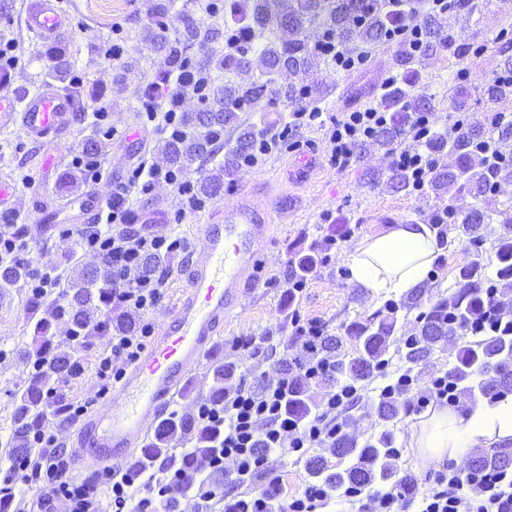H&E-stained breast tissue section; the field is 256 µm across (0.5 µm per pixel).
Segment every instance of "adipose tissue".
<instances>
[{
    "label": "adipose tissue",
    "instance_id": "1",
    "mask_svg": "<svg viewBox=\"0 0 512 512\" xmlns=\"http://www.w3.org/2000/svg\"><path fill=\"white\" fill-rule=\"evenodd\" d=\"M442 252L436 227L402 220L357 242L346 261L347 281L375 296H402L425 281ZM492 444L512 445V394L430 409L411 429L410 445L425 467Z\"/></svg>",
    "mask_w": 512,
    "mask_h": 512
}]
</instances>
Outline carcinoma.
Here are the masks:
<instances>
[{
	"mask_svg": "<svg viewBox=\"0 0 512 512\" xmlns=\"http://www.w3.org/2000/svg\"><path fill=\"white\" fill-rule=\"evenodd\" d=\"M236 35L241 39L243 52L224 55L214 60L219 73L240 78V82H227L224 89L212 87L202 103L205 108L187 112L176 94L162 91L174 72H182L187 62V51L197 43L203 45L213 38L210 30L201 26L193 16H180L182 37L170 43L159 34L150 35L157 51L163 53L158 81L144 90L147 98L165 99L166 107L181 113L184 125L198 124L207 129L229 130L237 134L236 149L227 159L231 165L239 160L251 146L254 131L240 122L239 113L267 95L272 75H286L288 82L279 85L276 93L297 108L306 99L319 102L330 92V85L320 82L305 84L300 75L310 71L321 57L307 38L312 27L330 30L343 44H375L383 40L388 29L398 22L397 15L387 0H232L229 5ZM425 15L419 19L423 46L415 51L402 40L395 51V65L402 71L403 82H394L381 96L382 106L393 113L391 122L379 129L370 145L391 150L402 136L411 112H432V97L413 96L409 87L417 74L415 65L440 52L462 59L474 50V43L455 30L453 20ZM504 56L501 72L482 89L481 96L487 111L512 98V42L500 48ZM46 56L58 60L49 77L61 83H72L73 70L61 60L55 50ZM448 108L455 112L470 109L468 95L457 89L448 90ZM496 143L501 154L512 156V123L503 122L492 128L483 120L466 124L457 137L434 138L430 150L435 155L452 158L448 165L437 166L430 176L429 189L438 200L453 192L463 202L456 213L448 217V230H459L467 242L481 248L486 242L487 225L498 222L504 232L491 243L489 263L495 265L500 294L512 293V210L499 208V198L512 195V170L505 164L485 158L478 153V145L485 141ZM106 139L93 136L81 143V153L100 157L108 151ZM210 133L165 141L160 148L162 164L170 169L185 170L193 162L210 156ZM224 168L211 173L196 184V193L214 196L223 187ZM471 202H466V199ZM6 236L18 247L26 245L28 228L25 224L4 225ZM314 257L303 256L293 262L291 275L302 280L312 271ZM486 264L482 253L463 261L458 272V288L447 297L429 302L418 315V328L409 336L401 337L398 310H412L422 305L430 291L422 286L406 296L402 306H388L387 312L377 311L347 328L348 335L360 343L357 354L349 359L339 354L341 339L329 336L321 355L336 356V374L325 379L327 383L353 386L369 380L382 368L390 346H396L400 359L408 370L426 363L448 341L465 335L488 307L486 292ZM29 271L19 261L17 253L0 255V298L19 283L27 282ZM26 303L33 324L34 349L27 352L30 367L10 425L7 427V459L11 462L26 460L30 456L33 437L41 429L47 413L63 417L68 407L61 396L49 401L56 380L68 377L75 369L74 345L90 337H108L114 332H132L137 319L123 309L112 305V273L104 265L88 264L76 268L59 296L51 293L26 292ZM62 329L68 342L54 341V332ZM283 375L288 378V417L297 423L307 420L319 409L311 393L310 379L293 369L286 360L280 362ZM233 377V368L218 365L213 369L207 401H224V384ZM448 381L457 388L463 399L472 402L480 398H493L500 393L512 392V326L476 340L465 341L458 348L455 362L448 369ZM409 390L402 389L393 396H381L370 404L363 415L345 413L336 438L331 445L332 456L351 460L350 466L340 469L338 464L323 456H313L304 465L312 480L330 488L350 486L370 487L384 483L397 486L410 493L416 490V479L400 471L392 462V438L386 431L372 436L364 444L351 438L344 429L362 418L376 422H392L406 409ZM173 442L188 443L179 459L171 458L169 447ZM222 431L213 423L201 422L193 415L169 417L158 425L148 449L130 465L136 472L143 466L173 469V487L183 496L200 488L210 480L201 469L205 458L221 451ZM468 468L475 471L505 467L512 463V452L506 449H476L467 459Z\"/></svg>",
	"mask_w": 512,
	"mask_h": 512,
	"instance_id": "obj_1",
	"label": "carcinoma"
}]
</instances>
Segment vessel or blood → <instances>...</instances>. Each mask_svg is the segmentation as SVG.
<instances>
[{
	"instance_id": "b4317fda",
	"label": "vessel or blood",
	"mask_w": 512,
	"mask_h": 512,
	"mask_svg": "<svg viewBox=\"0 0 512 512\" xmlns=\"http://www.w3.org/2000/svg\"><path fill=\"white\" fill-rule=\"evenodd\" d=\"M23 23L46 42L70 28L57 0H26ZM76 110V100L54 87L20 100L0 96V122L18 123L33 143L63 135ZM256 197V191H243L235 206L218 209L210 222L197 225L188 278L169 320L78 429L72 454L81 469L106 471L113 456L145 450L168 400L197 366L217 356L221 327L258 284L269 211L257 205Z\"/></svg>"
}]
</instances>
